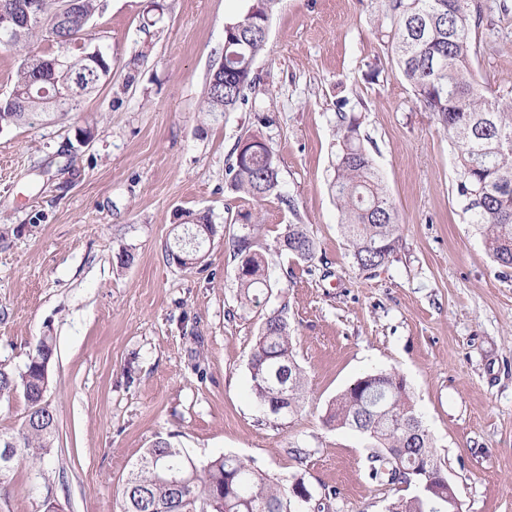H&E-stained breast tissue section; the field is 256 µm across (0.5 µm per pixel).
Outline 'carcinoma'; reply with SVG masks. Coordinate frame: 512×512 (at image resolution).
<instances>
[{
  "label": "carcinoma",
  "instance_id": "1",
  "mask_svg": "<svg viewBox=\"0 0 512 512\" xmlns=\"http://www.w3.org/2000/svg\"><path fill=\"white\" fill-rule=\"evenodd\" d=\"M62 0H44L42 13L28 21L13 42L0 38V47L20 55L13 89L0 98V124L20 126L31 115L59 118L80 109L112 71V57L101 50L99 64L84 58L76 44L90 21L103 9L101 0H79L78 11L61 19ZM279 0H253L247 12L224 28V59L209 77L204 111L233 112L248 102L247 92L259 77L253 70L266 45L269 22ZM470 0H382V27L388 48L416 100L436 114L455 151L457 193L471 213V224L484 238L494 261L512 268V101L492 100L476 91L471 62L477 55L473 32L481 27V10ZM56 45L54 53L38 50L42 42ZM67 58L68 72L54 71L50 61ZM79 79L81 94L65 105L56 104L57 91ZM340 151L332 191L342 215L353 262L362 271L383 266L395 251L399 225L392 203L380 187L372 159L360 141L357 120L338 116ZM229 166V188L254 200L278 192V169L267 144L258 135L237 142ZM196 238L216 235L206 214L193 217ZM257 225L233 242L237 280L245 300L257 299L268 288L269 260L260 251ZM278 250L309 264L316 246L303 224H290L278 239ZM53 337L36 339L19 369L0 364V399L20 391L28 411L10 438L16 448L15 467L44 463L54 445L57 418L50 404L37 403L48 389ZM251 390L263 409L288 397L290 416L298 411L304 374L292 351L283 311L262 321L250 364ZM328 425L348 428L374 442L372 477L401 483L406 471L422 467L433 444L416 414L405 379L392 372H375L356 379L332 403ZM139 468L121 490L122 512H148L153 504L171 512H291L292 484L274 480L236 456L200 461L164 438L156 439ZM175 465L184 480L177 491L161 480ZM387 512H444L430 492L420 498L398 497Z\"/></svg>",
  "mask_w": 512,
  "mask_h": 512
}]
</instances>
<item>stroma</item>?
Instances as JSON below:
<instances>
[{"label": "stroma", "instance_id": "stroma-1", "mask_svg": "<svg viewBox=\"0 0 512 512\" xmlns=\"http://www.w3.org/2000/svg\"><path fill=\"white\" fill-rule=\"evenodd\" d=\"M151 2L104 0L84 40L109 50L112 77L79 111L0 130V363L22 367L53 336L57 418L44 464L0 476V512H44L49 498L121 512L130 470L160 437L302 480L312 500L293 512H386L405 488L371 478L370 441L323 421L378 371L406 380L462 512H512V269L471 224L448 135L388 53L377 0H280L257 97L213 117L203 101L224 27L251 0H159L146 34ZM473 2L495 31L472 60L475 84L512 98V0ZM342 110L399 218L392 257L372 271L353 264L331 191ZM251 134L279 171L262 201L227 185ZM184 210L218 230L191 268L167 260ZM247 213L271 257V288L249 305L232 252ZM289 224L315 240L312 264L277 254ZM279 309L305 373L302 408L284 418L256 403L249 372Z\"/></svg>", "mask_w": 512, "mask_h": 512}]
</instances>
